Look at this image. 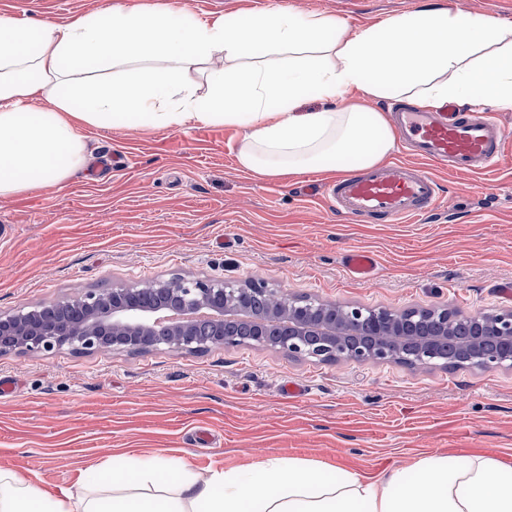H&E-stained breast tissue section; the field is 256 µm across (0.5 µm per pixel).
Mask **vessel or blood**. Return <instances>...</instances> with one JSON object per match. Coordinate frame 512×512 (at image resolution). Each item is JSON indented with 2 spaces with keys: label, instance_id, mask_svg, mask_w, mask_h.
Wrapping results in <instances>:
<instances>
[{
  "label": "vessel or blood",
  "instance_id": "1",
  "mask_svg": "<svg viewBox=\"0 0 512 512\" xmlns=\"http://www.w3.org/2000/svg\"><path fill=\"white\" fill-rule=\"evenodd\" d=\"M395 132L408 150V158L390 165L358 169L340 177L326 189L341 212L360 222L397 223L438 208L442 185L432 166L456 175L487 172L499 162L512 130L473 106L423 111L408 104L394 106ZM349 276L367 283L376 276L377 262L366 251L345 257Z\"/></svg>",
  "mask_w": 512,
  "mask_h": 512
}]
</instances>
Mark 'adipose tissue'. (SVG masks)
I'll list each match as a JSON object with an SVG mask.
<instances>
[{
	"label": "adipose tissue",
	"mask_w": 512,
	"mask_h": 512,
	"mask_svg": "<svg viewBox=\"0 0 512 512\" xmlns=\"http://www.w3.org/2000/svg\"><path fill=\"white\" fill-rule=\"evenodd\" d=\"M308 96L325 109L300 111ZM390 98L512 109V26L445 7L357 29L321 13L183 20L115 5L64 25L1 14L0 197L87 168L90 129L228 125L242 132L238 165L260 175L369 168L396 137L364 102ZM44 100L51 110L34 111ZM0 512H512V470L450 454L367 476L268 456L202 481L182 459L129 456L55 493L1 468Z\"/></svg>",
	"instance_id": "1"
}]
</instances>
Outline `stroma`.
<instances>
[{
    "instance_id": "1",
    "label": "stroma",
    "mask_w": 512,
    "mask_h": 512,
    "mask_svg": "<svg viewBox=\"0 0 512 512\" xmlns=\"http://www.w3.org/2000/svg\"><path fill=\"white\" fill-rule=\"evenodd\" d=\"M121 3L201 17L255 0H0V14L63 25ZM439 4L512 24V0H269L266 12H318L349 27ZM94 157L51 189L0 198V311L94 288L175 276L262 282L293 296L402 310H506L512 280V145L487 173L436 168L434 214L362 224L320 194L328 176L242 169L238 128L188 123L91 129ZM377 260L368 284L344 255ZM0 468L49 490L95 461L160 453L198 478L268 455L375 475L430 454L485 455L512 467V368L294 359L261 347L200 352L0 355ZM305 387L287 399L282 385Z\"/></svg>"
}]
</instances>
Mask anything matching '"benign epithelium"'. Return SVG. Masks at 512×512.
I'll list each match as a JSON object with an SVG mask.
<instances>
[{"instance_id":"benign-epithelium-1","label":"benign epithelium","mask_w":512,"mask_h":512,"mask_svg":"<svg viewBox=\"0 0 512 512\" xmlns=\"http://www.w3.org/2000/svg\"><path fill=\"white\" fill-rule=\"evenodd\" d=\"M268 301L250 305L247 285L231 281L182 278L151 279L132 287L114 286L48 303L60 311L48 321L43 306L0 312V353L51 354L69 347L87 354L141 352L160 346L172 352L228 346H257L293 358L323 361L348 359L395 362L412 342L419 360H434V350L448 341V323L460 318L446 307L440 319H414L413 310L342 306L313 298H296L269 288ZM373 320L367 336H355L353 324ZM469 336L460 349L469 366L512 367V356L500 359L486 351L490 339L512 350V311L475 312L466 316Z\"/></svg>"}]
</instances>
